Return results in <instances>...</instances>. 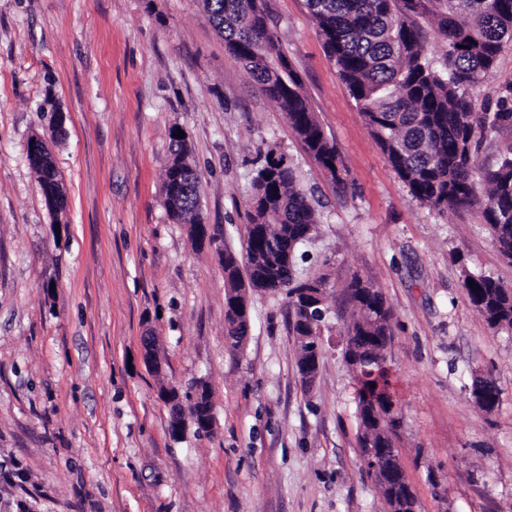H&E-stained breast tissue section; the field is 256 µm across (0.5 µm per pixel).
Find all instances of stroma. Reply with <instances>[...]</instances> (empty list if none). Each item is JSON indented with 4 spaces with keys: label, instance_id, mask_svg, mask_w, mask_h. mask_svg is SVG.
<instances>
[{
    "label": "stroma",
    "instance_id": "35a3bbf8",
    "mask_svg": "<svg viewBox=\"0 0 512 512\" xmlns=\"http://www.w3.org/2000/svg\"><path fill=\"white\" fill-rule=\"evenodd\" d=\"M304 94L348 171L347 192L224 48L200 0H0V512H386L362 470L355 380L342 350L352 275L393 312L387 366L400 463L418 512H512V331L469 303L463 271L512 285L480 208L409 193L325 54L306 0H265ZM512 85L504 46L480 89ZM49 147L68 196L56 224L28 161ZM183 132L200 203L241 250L267 151L284 154L321 224L298 248L324 276V357L311 390L295 364L287 299L255 295L243 350L228 348L224 272L173 223L162 195ZM151 335L164 377L143 361ZM492 377L500 402L468 388ZM210 385L211 434L168 432L161 382Z\"/></svg>",
    "mask_w": 512,
    "mask_h": 512
}]
</instances>
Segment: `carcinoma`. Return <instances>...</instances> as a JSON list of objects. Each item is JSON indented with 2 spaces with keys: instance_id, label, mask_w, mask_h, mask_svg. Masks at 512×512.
<instances>
[{
  "instance_id": "carcinoma-1",
  "label": "carcinoma",
  "mask_w": 512,
  "mask_h": 512,
  "mask_svg": "<svg viewBox=\"0 0 512 512\" xmlns=\"http://www.w3.org/2000/svg\"><path fill=\"white\" fill-rule=\"evenodd\" d=\"M202 4L225 49L278 104L305 151L331 172L334 185L346 189L347 170L303 94L302 80L270 26L264 0ZM307 6L340 80L412 197L435 209L481 208L501 253L512 260V142L502 146L493 165H479L477 156L482 141L512 131V85L505 88L498 111H477V90L503 45L512 42V0H307ZM431 16L446 43L440 68L428 58ZM272 154L264 156L254 180L243 251L224 248V288H255L259 273L289 296L315 284L324 288V277L302 280L296 266L280 260L282 241L297 251L317 232L319 217L292 165L273 163ZM200 209L195 173L181 213L170 219L195 224ZM471 280L479 289L471 288ZM462 287L489 325L512 329V293L503 282L467 273ZM343 292L354 308L344 358L351 366L358 362L368 368L356 381L358 444L364 453L369 439L378 441L383 433L370 411L394 406L389 369L376 362L384 344L393 340V313L371 278L354 275ZM288 310L299 365L315 345L301 337L321 335L323 316L291 298Z\"/></svg>"
}]
</instances>
